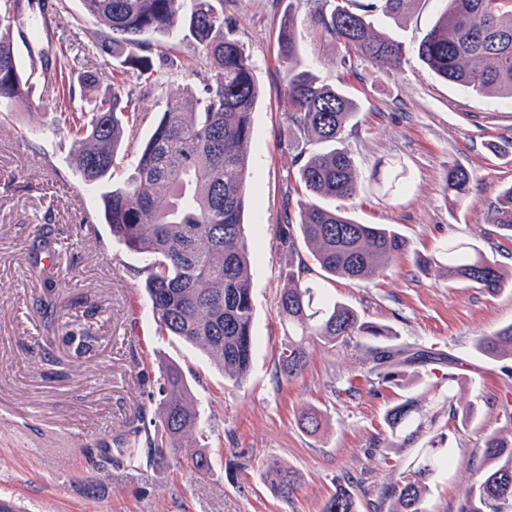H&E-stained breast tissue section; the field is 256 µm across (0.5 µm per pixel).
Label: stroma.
<instances>
[{"mask_svg":"<svg viewBox=\"0 0 512 512\" xmlns=\"http://www.w3.org/2000/svg\"><path fill=\"white\" fill-rule=\"evenodd\" d=\"M66 5L58 41L42 45L47 54L62 43L89 44L103 31L83 15L79 0ZM440 8L439 0H410L395 20L373 12L376 31L409 48L401 67L386 73L314 39L305 0H224V16L262 90L252 115L245 214L247 236L257 247L250 275L258 344L250 373L239 382L225 378L200 349L159 335L141 260L98 216L97 190L87 189L81 199L72 192L80 183L72 140L56 131L54 113L42 108L57 87L38 84L31 107L0 122V499L19 500L27 512H320L348 481L360 512H391L392 502L378 500L380 488L416 454L377 446L399 390L363 382L352 398L332 391L334 382L358 374L365 347H319L299 379L280 383L274 377L285 343L276 303L288 284L279 230L285 217H298L304 199L300 148L285 125V66L278 53L280 22L292 11L311 71L361 107L342 142L363 175L348 209L360 223L394 227L412 247L385 275L339 279L329 291L364 320L388 326L398 344L460 359L457 398L474 404L475 416L464 425L441 413L455 461L433 477L424 502L425 512H459L484 435L506 428L501 365L478 354L475 341L512 323V290L491 295L450 282L440 268H419L417 258L462 238L512 270V238L486 221L490 204L512 185V101L439 79L418 59L415 48ZM150 42L157 66L184 61L195 71L207 68L188 31L154 35ZM164 100L161 94L140 98L145 117L128 138L115 181L133 173L135 152L151 135ZM392 164L405 168L408 182L386 196L375 177ZM452 164L466 170L471 187L457 205L445 192ZM69 323L93 336L90 350L80 354L61 342L46 348V337ZM168 361L181 367L202 412L196 438L211 459V473L195 475L187 460L145 472L93 466L91 455L111 447ZM311 410L322 420L315 433L302 424ZM274 464L297 475L290 500L264 482Z\"/></svg>","mask_w":512,"mask_h":512,"instance_id":"1","label":"stroma"}]
</instances>
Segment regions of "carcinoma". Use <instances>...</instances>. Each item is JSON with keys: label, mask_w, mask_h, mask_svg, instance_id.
<instances>
[{"label": "carcinoma", "mask_w": 512, "mask_h": 512, "mask_svg": "<svg viewBox=\"0 0 512 512\" xmlns=\"http://www.w3.org/2000/svg\"><path fill=\"white\" fill-rule=\"evenodd\" d=\"M186 14L182 0H80L86 15L103 28L102 35L83 49L96 59L124 57L121 78L101 96L86 95L91 74L79 83L70 78L71 59L62 50L50 57L21 26L22 16L35 14L41 37L51 40L66 10L65 0H0V111L30 104L34 84L42 80L59 88L49 104L58 126L72 139L77 171L83 183L107 190L100 194L101 216L112 238L144 258L141 273L155 323L163 336H175L201 349L224 376L239 380L249 372L256 338L250 263L254 246L243 221L247 204L246 174L250 163L252 114L259 101L254 67L239 41L224 32V0H193ZM310 24L349 55L384 69L401 66L407 47L392 36L377 34L367 19L376 10L391 17L411 0H306ZM445 6L432 29L416 47L419 59L438 77L489 97L512 100V0H443ZM294 12L281 20L279 52L288 63L284 94L287 126L298 142L322 144L299 165L298 180L312 200L301 204L299 221L286 219L280 246L288 252V287L277 301V315L287 342L277 356V379L293 381L305 371L310 350L321 344L346 346L361 338L379 344L369 348L370 361L360 371L366 383L398 384L410 377L422 381L431 363L455 364L450 355L421 348L405 349L389 343L390 328L367 322L351 305L326 291L324 282L337 277L364 280L389 270L411 250L410 242L384 224H361L344 208L320 204L327 199L353 200L361 171L341 147L346 126L359 112L344 90L321 83L305 68L296 35ZM186 26L209 64L199 72L192 64L167 71L160 81L146 35H172ZM25 44L29 65L22 64L16 39ZM194 75L202 87L195 98L197 111L187 112L183 96H167L155 128L140 148L133 175L112 183V168L128 129L137 125L131 79L145 82L146 91L171 85ZM446 190L453 201L470 192L467 172L448 168ZM488 223L512 237V186L502 191L488 210ZM298 225L293 233L292 225ZM310 252L321 280L308 278L313 270L302 259L299 245ZM435 264L448 281L466 282L496 295L506 287L500 266L475 244L451 239L434 254L419 260ZM62 339L82 352L93 337L77 325L65 327ZM484 357L512 360V323L476 341ZM409 372L400 370V367ZM453 373L426 384L417 393L401 396L387 410L388 435L384 447L407 448L424 440L399 478L382 487L394 502L393 512H423L428 481L436 470L454 461L450 436L437 426L435 404L448 413L473 418L470 408L455 406ZM154 415L139 408L117 439L119 453L100 455L103 463L117 462L139 469L168 462V451L187 449L198 476L211 472L210 458L191 450L201 412L191 397L180 369L162 368ZM269 489L282 499L294 495V472L273 466L266 472ZM512 509V433L492 431L484 436L481 462L473 468L460 512H509ZM321 512H359L353 494L343 485L324 501Z\"/></svg>", "instance_id": "carcinoma-1"}]
</instances>
